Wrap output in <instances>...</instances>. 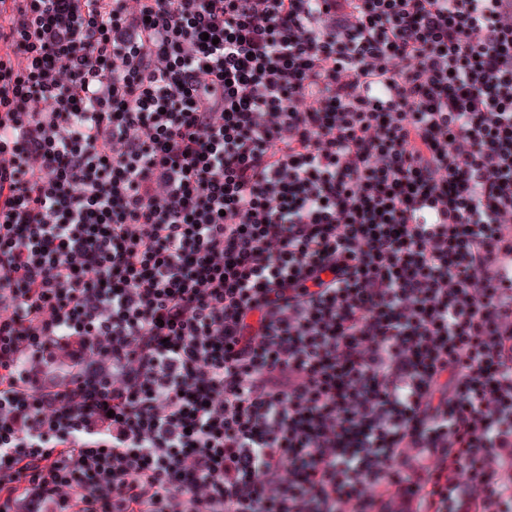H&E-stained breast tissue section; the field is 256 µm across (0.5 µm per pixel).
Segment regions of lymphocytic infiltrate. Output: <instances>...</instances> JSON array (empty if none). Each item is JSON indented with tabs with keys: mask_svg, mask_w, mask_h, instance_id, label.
<instances>
[{
	"mask_svg": "<svg viewBox=\"0 0 512 512\" xmlns=\"http://www.w3.org/2000/svg\"><path fill=\"white\" fill-rule=\"evenodd\" d=\"M509 212L512 0H0V512H512Z\"/></svg>",
	"mask_w": 512,
	"mask_h": 512,
	"instance_id": "obj_1",
	"label": "lymphocytic infiltrate"
}]
</instances>
